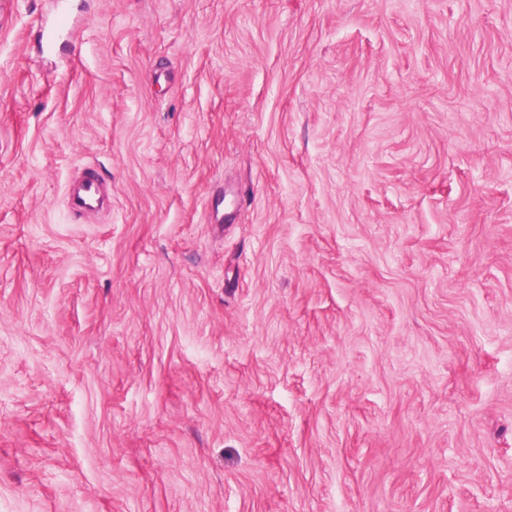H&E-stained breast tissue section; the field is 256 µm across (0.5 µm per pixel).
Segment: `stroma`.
Returning <instances> with one entry per match:
<instances>
[{
    "label": "stroma",
    "instance_id": "35a3bbf8",
    "mask_svg": "<svg viewBox=\"0 0 512 512\" xmlns=\"http://www.w3.org/2000/svg\"><path fill=\"white\" fill-rule=\"evenodd\" d=\"M77 2L0 28V512H512V0ZM104 185L94 170L82 173L78 183L69 189V204L76 212L97 208L102 202Z\"/></svg>",
    "mask_w": 512,
    "mask_h": 512
}]
</instances>
